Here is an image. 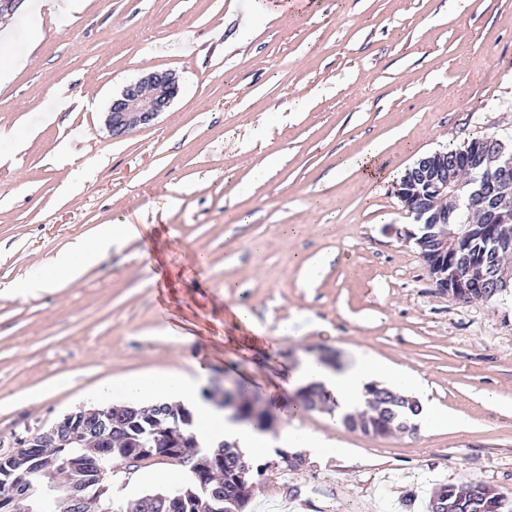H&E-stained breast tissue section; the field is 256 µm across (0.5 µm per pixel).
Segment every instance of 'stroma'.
<instances>
[{
    "label": "stroma",
    "mask_w": 512,
    "mask_h": 512,
    "mask_svg": "<svg viewBox=\"0 0 512 512\" xmlns=\"http://www.w3.org/2000/svg\"><path fill=\"white\" fill-rule=\"evenodd\" d=\"M87 0L19 13L0 60V456L146 369L203 367L275 418L340 440L270 470L247 512H423L480 481L512 512V295L436 287L395 184L481 134L512 143V0ZM152 69L181 92L115 141L104 114ZM388 175L341 162L370 149ZM143 225L78 283L19 293L100 224ZM321 257V267L305 263ZM249 310L253 329L237 310ZM423 376L463 427L368 436L330 409L295 416L287 372L347 346Z\"/></svg>",
    "instance_id": "obj_1"
}]
</instances>
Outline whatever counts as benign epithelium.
Wrapping results in <instances>:
<instances>
[{
	"label": "benign epithelium",
	"instance_id": "7a95c632",
	"mask_svg": "<svg viewBox=\"0 0 512 512\" xmlns=\"http://www.w3.org/2000/svg\"><path fill=\"white\" fill-rule=\"evenodd\" d=\"M181 90L179 76L171 69L151 70L127 84L112 97L105 112L104 125L114 140L125 138L137 128L155 124L168 111ZM501 149L493 139L482 140L459 151L454 158L435 151L420 158L407 169L397 185V195L415 221L426 225V234L416 238V244L428 266L436 287L454 300L465 299L468 288L477 280L492 278L495 294H505L512 288V274H501L480 251L485 237H494L499 248L512 249V238L500 233L503 224L512 220L509 213L497 206L501 192L512 184V163L497 168L493 182H474L471 197L479 198L488 210L485 224H450V212L440 203L457 197V173L463 166L475 169L484 162L500 158ZM110 414L98 409L82 410L65 415L50 429L21 442L12 455L15 465L34 463L42 445L55 440L59 445L86 446L98 442L105 432L104 422ZM46 492L63 506L62 512H78L83 508L89 489L85 485L61 483L52 473L47 474Z\"/></svg>",
	"mask_w": 512,
	"mask_h": 512
}]
</instances>
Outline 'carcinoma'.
Masks as SVG:
<instances>
[{
  "instance_id": "1",
  "label": "carcinoma",
  "mask_w": 512,
  "mask_h": 512,
  "mask_svg": "<svg viewBox=\"0 0 512 512\" xmlns=\"http://www.w3.org/2000/svg\"><path fill=\"white\" fill-rule=\"evenodd\" d=\"M492 288L486 282H477L470 289L465 302H488L493 299ZM368 404L373 413L363 416L347 414L343 422H359L366 435L384 436L394 429L407 430L421 413L419 404L387 388L372 387ZM297 403L306 410H315L329 404V397L315 386L301 387L296 392ZM222 407L231 406L236 417L255 423L266 430L272 428V418L255 410L252 398L241 387L224 391L219 401ZM135 405L112 411L106 437L97 451L86 448H53L51 456L68 457L77 463L66 471L72 481H89L96 477L98 468L107 456L131 455L139 448L156 447L158 429H167L170 437L181 441L179 454L170 461L185 472L181 486L175 491L158 486L122 503L114 501L112 488L96 495L102 503L101 512H245L253 484L268 469V464L246 461L232 445L221 446L213 453L197 449L189 432L194 422L185 420L182 409L165 406L156 421L140 412ZM9 482L24 488L29 512H58V507L43 500L40 466L13 475ZM505 496L491 490L479 481L435 487L429 496L426 512H503Z\"/></svg>"
}]
</instances>
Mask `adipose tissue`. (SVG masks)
Masks as SVG:
<instances>
[{"label": "adipose tissue", "mask_w": 512, "mask_h": 512, "mask_svg": "<svg viewBox=\"0 0 512 512\" xmlns=\"http://www.w3.org/2000/svg\"><path fill=\"white\" fill-rule=\"evenodd\" d=\"M140 228L135 224H102L91 233L76 238L57 255L46 258L42 275L27 282V290L53 289L82 278L90 262L102 259L117 241L139 238ZM203 370L195 374L180 371L147 372L135 378L113 382L105 397L115 404L135 400L178 404L191 411L195 420L197 441L204 451L212 452L224 442L236 444L245 458L267 455L272 451L267 431L236 420L230 411L203 400L199 394ZM292 384L315 385L329 394L337 415L361 409L367 398V389L384 382L403 389L407 394L426 401L429 390L421 377L409 375L400 366H384L370 352L351 349L340 363L331 365L314 355L302 356L291 374Z\"/></svg>", "instance_id": "adipose-tissue-1"}]
</instances>
